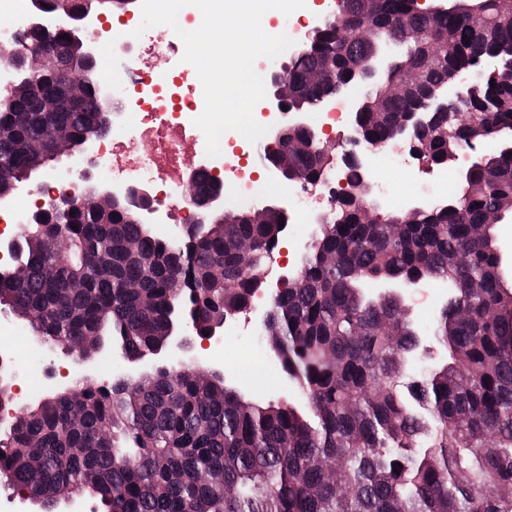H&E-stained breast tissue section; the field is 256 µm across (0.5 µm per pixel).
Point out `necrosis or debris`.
Listing matches in <instances>:
<instances>
[{
  "label": "necrosis or debris",
  "mask_w": 512,
  "mask_h": 512,
  "mask_svg": "<svg viewBox=\"0 0 512 512\" xmlns=\"http://www.w3.org/2000/svg\"><path fill=\"white\" fill-rule=\"evenodd\" d=\"M6 17L7 24L0 25L2 49L15 45L23 33H54L66 27L52 13L34 15L15 7ZM113 39L125 47L115 81L125 88L119 110L126 121L120 132L100 140L98 157L109 169L113 185L147 182L162 192L163 223L179 222L182 214L194 209L184 172L193 163L211 164L205 135L194 124L204 110L197 72L182 61L184 44L169 26H155L138 38L119 29ZM220 144L225 182L235 197L251 198L260 183L264 143L225 136Z\"/></svg>",
  "instance_id": "1"
}]
</instances>
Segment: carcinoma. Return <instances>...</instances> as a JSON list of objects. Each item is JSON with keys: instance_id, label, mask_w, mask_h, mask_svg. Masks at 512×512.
<instances>
[{"instance_id": "obj_1", "label": "carcinoma", "mask_w": 512, "mask_h": 512, "mask_svg": "<svg viewBox=\"0 0 512 512\" xmlns=\"http://www.w3.org/2000/svg\"><path fill=\"white\" fill-rule=\"evenodd\" d=\"M95 1L117 11L130 4L37 0L74 22ZM72 31L53 43L30 32L0 50L1 65L35 84L23 100L0 93V127L9 130L0 192L29 181L52 154L38 129L62 130L76 151L110 132L112 105ZM35 44L82 82L81 96L23 68ZM386 47L391 65L363 82L354 110L356 146L403 140L439 167L480 145L460 192L432 199L412 221L381 211L365 224L359 211L371 187L348 161L350 191L322 215L291 285L268 304L261 340L295 387L291 399L259 403L224 375L175 361L139 381L77 373L65 389L19 404L15 369L0 363V407L11 411L0 475L33 495L39 512H58L61 490L96 500L99 512H512V290L487 223L494 211L512 217V16L498 0H454L439 15L412 0H343L283 70L299 91L291 106L314 112L336 95L310 81L326 62L337 79H360ZM491 57L498 73L479 74ZM406 62L421 70L418 88L380 96ZM49 97L58 100L52 112ZM412 112L422 123L399 133ZM286 129L288 168L309 184L326 179L331 161L310 130ZM195 179L205 184L194 199L204 237L192 226L160 236L124 198L93 209L92 186L70 198L60 223L29 218L14 273L0 278V308L75 362L114 344L136 361L152 357L176 329L204 332L244 313L282 244L283 213L269 208L263 224L250 222L247 207L225 216L208 205L210 177ZM57 237L70 252L53 250ZM413 278L448 285L424 333L398 296L367 292ZM424 334L443 362L420 355Z\"/></svg>"}]
</instances>
